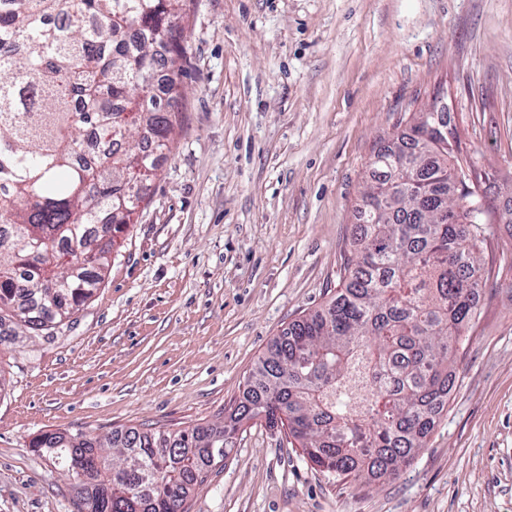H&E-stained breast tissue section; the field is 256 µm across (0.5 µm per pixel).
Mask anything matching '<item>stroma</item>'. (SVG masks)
I'll return each mask as SVG.
<instances>
[{"mask_svg": "<svg viewBox=\"0 0 512 512\" xmlns=\"http://www.w3.org/2000/svg\"><path fill=\"white\" fill-rule=\"evenodd\" d=\"M180 24V132L136 224L79 311L0 346V512H77L39 433L223 423L341 287L370 157L437 96L495 219L425 447L360 486L251 421L189 512H512V0H192Z\"/></svg>", "mask_w": 512, "mask_h": 512, "instance_id": "obj_1", "label": "stroma"}]
</instances>
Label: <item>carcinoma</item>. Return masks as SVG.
I'll use <instances>...</instances> for the list:
<instances>
[{
	"label": "carcinoma",
	"mask_w": 512,
	"mask_h": 512,
	"mask_svg": "<svg viewBox=\"0 0 512 512\" xmlns=\"http://www.w3.org/2000/svg\"><path fill=\"white\" fill-rule=\"evenodd\" d=\"M186 0H0V329L49 331L104 280L171 149ZM446 112H415L370 161L343 288L288 325L224 425L45 432L32 447L90 483L78 512H187L245 420L286 432L314 467L360 485L423 447L478 316L490 207L472 161L446 157Z\"/></svg>",
	"instance_id": "carcinoma-1"
}]
</instances>
